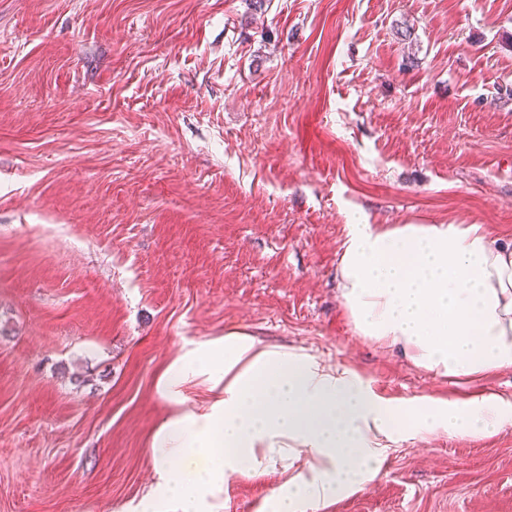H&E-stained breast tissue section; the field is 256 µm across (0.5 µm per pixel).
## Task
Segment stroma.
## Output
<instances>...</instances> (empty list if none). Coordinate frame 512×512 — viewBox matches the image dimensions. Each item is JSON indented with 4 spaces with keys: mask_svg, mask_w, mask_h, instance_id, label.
I'll list each match as a JSON object with an SVG mask.
<instances>
[{
    "mask_svg": "<svg viewBox=\"0 0 512 512\" xmlns=\"http://www.w3.org/2000/svg\"><path fill=\"white\" fill-rule=\"evenodd\" d=\"M353 214L512 238V0H0V512H133L159 374L231 330L386 401L512 400L356 331ZM322 512H512V422L399 442Z\"/></svg>",
    "mask_w": 512,
    "mask_h": 512,
    "instance_id": "1",
    "label": "stroma"
}]
</instances>
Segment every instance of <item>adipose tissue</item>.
I'll return each instance as SVG.
<instances>
[{
  "label": "adipose tissue",
  "instance_id": "obj_1",
  "mask_svg": "<svg viewBox=\"0 0 512 512\" xmlns=\"http://www.w3.org/2000/svg\"><path fill=\"white\" fill-rule=\"evenodd\" d=\"M336 277L359 333L401 345L418 366L512 367V240L483 225L351 219ZM199 384L202 407L190 403ZM157 386L174 410L153 435L154 485L137 512H222L232 480L276 466L286 478L266 512H320L376 480L409 434L476 435L512 419V401L493 393L384 404L319 358L238 331L197 343Z\"/></svg>",
  "mask_w": 512,
  "mask_h": 512
}]
</instances>
